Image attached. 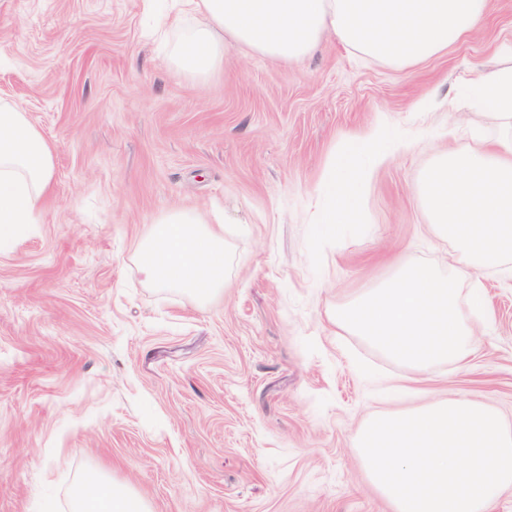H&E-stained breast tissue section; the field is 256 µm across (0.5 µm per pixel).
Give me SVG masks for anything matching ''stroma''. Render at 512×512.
Returning <instances> with one entry per match:
<instances>
[{
  "label": "stroma",
  "mask_w": 512,
  "mask_h": 512,
  "mask_svg": "<svg viewBox=\"0 0 512 512\" xmlns=\"http://www.w3.org/2000/svg\"><path fill=\"white\" fill-rule=\"evenodd\" d=\"M153 27L147 0H0V99L55 163L39 223L0 245V512H70L92 471L152 512H391L353 446L391 384L512 427V280L480 272L491 321L425 380L329 317L392 260L448 263L417 185L444 149L502 138L461 90L505 66L512 0L404 66L332 40L298 63L230 46L196 80ZM378 123L366 233L315 242L328 158ZM174 207L222 220V295L142 279L145 227Z\"/></svg>",
  "instance_id": "1"
}]
</instances>
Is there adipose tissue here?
<instances>
[{
    "instance_id": "ef3b65f1",
    "label": "adipose tissue",
    "mask_w": 512,
    "mask_h": 512,
    "mask_svg": "<svg viewBox=\"0 0 512 512\" xmlns=\"http://www.w3.org/2000/svg\"><path fill=\"white\" fill-rule=\"evenodd\" d=\"M162 21L181 38L170 60L184 75L204 79L224 66L226 46L288 62L309 55L329 37L356 53L395 65L425 61L467 38L488 15L492 0H177ZM377 125L334 150L320 190L330 203L311 227L329 243L354 229L361 191L388 156ZM54 177V151L24 109L0 101V243L37 223ZM145 280L206 299L221 293L229 252L222 225L177 208L149 224L136 249ZM71 512H151L137 493L101 475L74 492Z\"/></svg>"
}]
</instances>
